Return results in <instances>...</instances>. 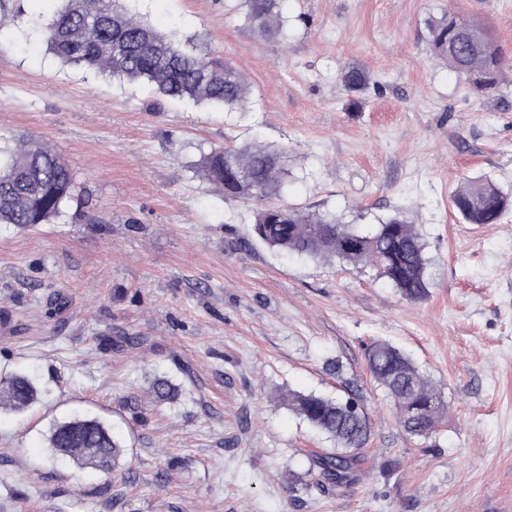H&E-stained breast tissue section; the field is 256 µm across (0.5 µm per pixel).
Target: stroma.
<instances>
[{"label": "stroma", "mask_w": 512, "mask_h": 512, "mask_svg": "<svg viewBox=\"0 0 512 512\" xmlns=\"http://www.w3.org/2000/svg\"><path fill=\"white\" fill-rule=\"evenodd\" d=\"M126 7L227 59L250 96L227 112L62 63L43 38L58 0H0V132L60 154L81 197L51 223L0 224V377L39 390L0 413V512H512V208L465 224L450 202L468 176L512 191V87L476 96L428 50L429 21L450 12L512 60V0H286L285 40L251 29L238 0ZM351 66L373 82L357 107ZM256 142L287 149L289 204L415 224L426 298L258 240L253 202L198 174L212 148ZM375 340L441 390L431 438L402 432L371 381ZM158 376L177 399L154 400ZM351 388L365 459L322 487L305 453L330 442L280 396ZM76 410L118 429L117 471L53 461L49 429ZM341 82L353 98L352 105H357L359 95L369 88L371 78L362 68L357 66L349 67L341 75Z\"/></svg>", "instance_id": "1"}]
</instances>
